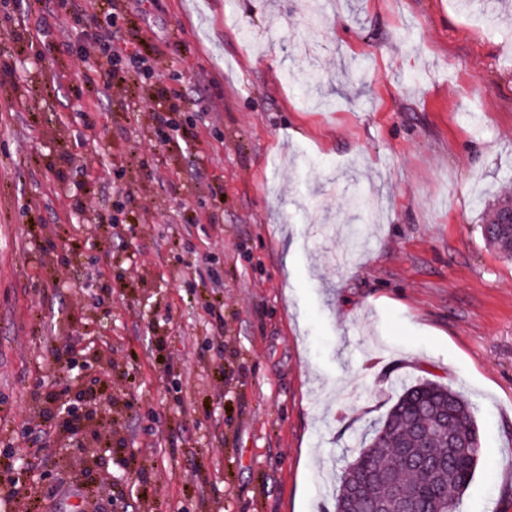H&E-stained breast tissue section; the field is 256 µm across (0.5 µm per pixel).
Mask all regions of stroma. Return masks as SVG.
<instances>
[{"label":"stroma","instance_id":"obj_1","mask_svg":"<svg viewBox=\"0 0 512 512\" xmlns=\"http://www.w3.org/2000/svg\"><path fill=\"white\" fill-rule=\"evenodd\" d=\"M507 2L101 0L121 20L97 36L155 69L106 97L72 12L0 9V480L21 502L334 512L364 433L428 379L480 430L456 512H512V258L476 205L512 191ZM67 334L104 454L35 427Z\"/></svg>","mask_w":512,"mask_h":512}]
</instances>
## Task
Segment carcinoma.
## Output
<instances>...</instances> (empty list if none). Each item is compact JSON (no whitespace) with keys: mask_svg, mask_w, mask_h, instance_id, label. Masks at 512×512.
Instances as JSON below:
<instances>
[{"mask_svg":"<svg viewBox=\"0 0 512 512\" xmlns=\"http://www.w3.org/2000/svg\"><path fill=\"white\" fill-rule=\"evenodd\" d=\"M479 206L489 212L484 237L512 257V232L498 224L512 194ZM481 445L469 401L457 391L423 380L403 388L363 448L349 460L336 492V512H380L403 490L405 512H454L474 476Z\"/></svg>","mask_w":512,"mask_h":512,"instance_id":"1","label":"carcinoma"}]
</instances>
